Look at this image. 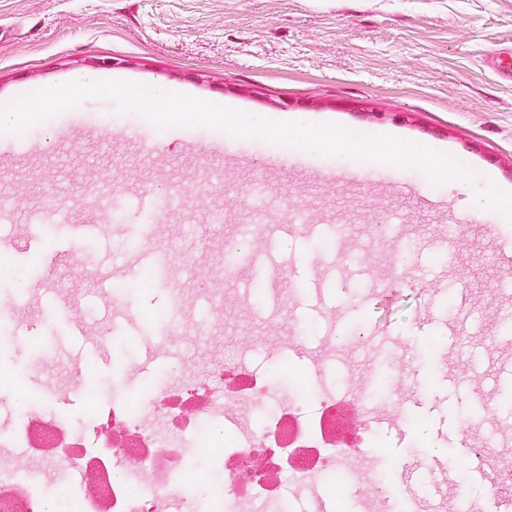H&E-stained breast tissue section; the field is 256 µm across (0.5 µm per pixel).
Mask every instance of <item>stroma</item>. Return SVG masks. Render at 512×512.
I'll return each mask as SVG.
<instances>
[{
    "label": "stroma",
    "mask_w": 512,
    "mask_h": 512,
    "mask_svg": "<svg viewBox=\"0 0 512 512\" xmlns=\"http://www.w3.org/2000/svg\"><path fill=\"white\" fill-rule=\"evenodd\" d=\"M512 54V0H0V105L44 87L94 76L171 91L268 118L305 115L363 134H390L466 160L512 188V76L493 55ZM0 161V237L12 241L11 273L25 276L22 312L32 332L0 350V426L17 421L15 393L53 391L61 412L84 425L92 405L119 393L145 394L210 351L173 349L151 359L147 342L165 337L166 285L135 284L121 311L95 280L72 267L42 276L25 249L31 225L66 245L63 219L110 194L127 219L83 250L111 270L113 283L140 247L163 254L178 238L203 267L229 251L258 255L221 279L180 273L186 325L212 321L226 353L240 355L281 390L318 367L338 387L384 385L405 400L419 426L403 436L381 430L354 468L366 494L379 471L399 486L403 469L455 462L461 441L512 429V230L495 212L466 223L460 189L432 186L416 169L389 167L387 188L365 177L335 179L332 158L234 138L208 128L158 130L113 100L90 97L8 139ZM178 192L182 205L143 240L136 213L145 191ZM341 228V237L307 234L253 240L257 219ZM385 222L388 240L369 239ZM166 254V253H165ZM469 290L458 304L454 284ZM223 304H213L216 294ZM476 316L482 374H473L449 330ZM79 325L99 347L73 336ZM387 328L388 343L356 344L357 334ZM26 465L54 512L77 490L71 471L48 473L24 449Z\"/></svg>",
    "instance_id": "stroma-1"
}]
</instances>
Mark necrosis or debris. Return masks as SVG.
Instances as JSON below:
<instances>
[{
	"label": "necrosis or debris",
	"mask_w": 512,
	"mask_h": 512,
	"mask_svg": "<svg viewBox=\"0 0 512 512\" xmlns=\"http://www.w3.org/2000/svg\"><path fill=\"white\" fill-rule=\"evenodd\" d=\"M279 405L254 422L257 406L270 399ZM403 420L401 401L377 406L354 391H322L314 408L297 397L279 399L267 379L244 368L236 357L221 356L139 399L133 408L112 405L114 431L74 429L64 418L34 410L10 429H0V447L27 448L51 471L68 466L99 479L94 493H77L71 512H244L263 500L276 505L286 483L318 486L303 512H319L323 498L345 502L353 497L348 460L372 447L385 419ZM217 424L219 438L196 444L222 476L201 486L205 501L184 492L190 470L184 438L200 426ZM25 494V512H45L36 482L12 462H0V503Z\"/></svg>",
	"instance_id": "obj_1"
}]
</instances>
